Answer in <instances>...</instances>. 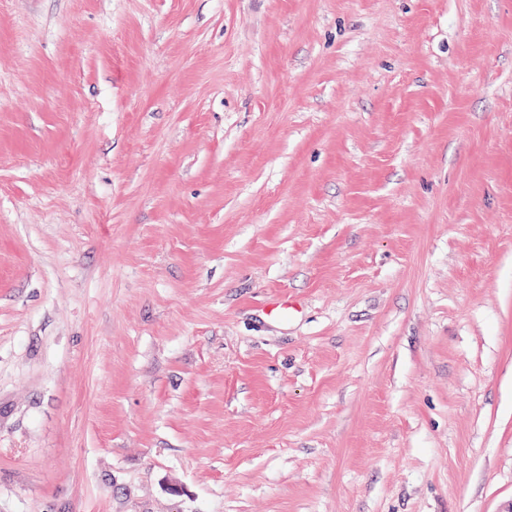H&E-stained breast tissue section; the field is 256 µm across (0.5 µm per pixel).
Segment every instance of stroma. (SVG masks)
Here are the masks:
<instances>
[{"label": "stroma", "instance_id": "35a3bbf8", "mask_svg": "<svg viewBox=\"0 0 512 512\" xmlns=\"http://www.w3.org/2000/svg\"><path fill=\"white\" fill-rule=\"evenodd\" d=\"M0 512H512V0H0Z\"/></svg>", "mask_w": 512, "mask_h": 512}]
</instances>
